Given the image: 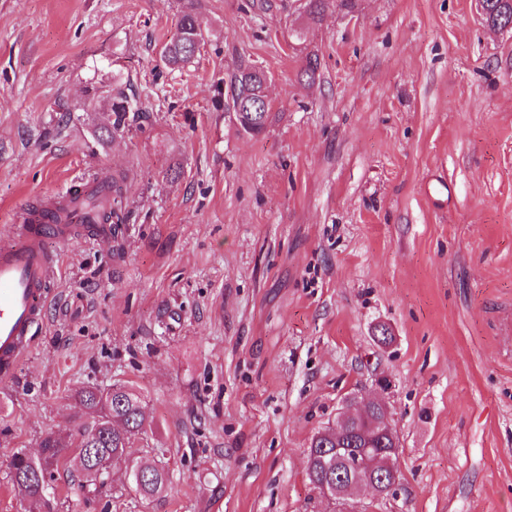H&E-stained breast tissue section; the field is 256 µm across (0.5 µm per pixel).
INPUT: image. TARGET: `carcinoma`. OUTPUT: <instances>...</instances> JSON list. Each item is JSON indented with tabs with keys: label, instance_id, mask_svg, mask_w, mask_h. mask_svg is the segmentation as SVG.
<instances>
[{
	"label": "carcinoma",
	"instance_id": "obj_1",
	"mask_svg": "<svg viewBox=\"0 0 512 512\" xmlns=\"http://www.w3.org/2000/svg\"><path fill=\"white\" fill-rule=\"evenodd\" d=\"M327 0H305L304 13L309 22L321 21ZM484 19L494 29H512V0H484ZM204 44V38L193 3H188L183 10L179 33L176 39L167 44L163 51L165 63L171 68H181L191 62ZM320 68L319 57L306 55L300 68L301 77L313 82ZM261 84L249 81L242 74L231 79L228 88L219 85L214 88V101L217 106L224 104V97L230 98L228 107L232 108L246 100L260 96ZM105 105L112 112V132L122 133L129 129V113L132 103L121 83L115 82L101 87L93 86L88 93L87 106L95 109ZM270 105L261 104L260 111L242 113L240 129L246 134H258L265 128L269 118ZM80 404L93 421L89 425L78 427L73 469L86 476V481L93 482L105 475L104 464L112 461V456L127 454L133 439L146 427L148 420L143 401L139 393L127 386L99 389L85 387L76 392ZM93 449V453L85 449ZM336 448V443L326 437L313 438L307 456V475L309 482L316 489L326 476V466L331 457L327 453ZM41 453L35 458L24 451L13 453L10 460L11 481L16 483L18 491L30 502L32 512H58L55 495L41 490L39 484L32 480L20 483L18 479L28 477L34 470L41 473H54L65 453L60 435L49 432L40 441ZM145 475L144 485L137 492L144 497L161 495L168 484L167 473L149 460L137 462Z\"/></svg>",
	"mask_w": 512,
	"mask_h": 512
}]
</instances>
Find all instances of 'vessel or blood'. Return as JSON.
I'll return each instance as SVG.
<instances>
[{
    "instance_id": "vessel-or-blood-1",
    "label": "vessel or blood",
    "mask_w": 512,
    "mask_h": 512,
    "mask_svg": "<svg viewBox=\"0 0 512 512\" xmlns=\"http://www.w3.org/2000/svg\"><path fill=\"white\" fill-rule=\"evenodd\" d=\"M92 184L80 193L63 192L48 205L27 207L17 218L12 243L0 247V380L14 378L29 352L31 332L45 319L50 282L59 256L48 243L65 242L79 230L105 238L108 225L96 222Z\"/></svg>"
}]
</instances>
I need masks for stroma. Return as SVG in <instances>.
<instances>
[{
	"instance_id": "stroma-1",
	"label": "stroma",
	"mask_w": 512,
	"mask_h": 512,
	"mask_svg": "<svg viewBox=\"0 0 512 512\" xmlns=\"http://www.w3.org/2000/svg\"><path fill=\"white\" fill-rule=\"evenodd\" d=\"M187 1L0 0V246L34 199L129 177L122 237L51 245L45 320L0 387V512H29L10 456L81 416L75 389L120 384L167 490L119 461L86 506L63 460L60 512H339L307 451L355 396L399 441L363 512H512V30L475 0H329L318 24L297 0H191L205 45L173 70ZM242 62L271 76L253 136L213 104ZM114 79L137 112L107 137L85 103ZM140 466L146 476L144 485L141 488L136 486L137 492L144 497L162 495L168 484L167 473L149 460H140L134 464Z\"/></svg>"
}]
</instances>
